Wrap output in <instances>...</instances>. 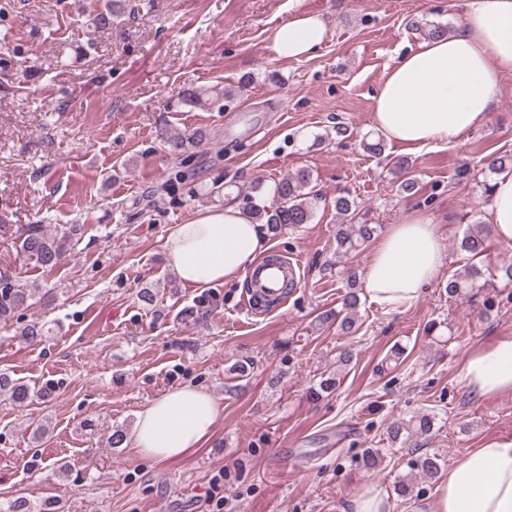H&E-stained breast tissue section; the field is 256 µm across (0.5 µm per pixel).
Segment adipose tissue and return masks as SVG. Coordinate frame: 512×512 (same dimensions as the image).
Wrapping results in <instances>:
<instances>
[{"instance_id":"1","label":"adipose tissue","mask_w":512,"mask_h":512,"mask_svg":"<svg viewBox=\"0 0 512 512\" xmlns=\"http://www.w3.org/2000/svg\"><path fill=\"white\" fill-rule=\"evenodd\" d=\"M326 38L319 14L299 13L273 29L269 49L278 58L301 59ZM505 74H512V0H462L457 32L423 41L388 71L374 96L373 125L407 149L457 142L485 120ZM487 219L499 240L512 241V171L492 179ZM269 246L265 226L227 205L175 225L163 254L182 282L204 288L242 279ZM443 265L437 225L411 216L391 225L376 245L362 273L364 294L388 309L411 303ZM461 380L477 397L512 393V334L470 351ZM223 412L203 389L172 388L139 412L134 446L157 462L180 458L204 444ZM436 491L434 505L418 503L415 512H512V437L471 450Z\"/></svg>"}]
</instances>
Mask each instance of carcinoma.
Wrapping results in <instances>:
<instances>
[{
  "mask_svg": "<svg viewBox=\"0 0 512 512\" xmlns=\"http://www.w3.org/2000/svg\"><path fill=\"white\" fill-rule=\"evenodd\" d=\"M138 9V4L132 0H105L103 8L92 19V24L102 30L112 28L114 19L130 14ZM224 88H192L188 90L183 102L186 105L205 110H224ZM160 137L169 155L179 158L187 153V146L206 137L202 131H196L188 136L180 132L164 129ZM485 167L494 173L502 170H512V153H492L485 157ZM310 172L301 170L291 176H286L273 183L270 188L262 181L256 182L252 192L247 196L243 207L248 217L255 224H264L273 236L285 228L298 227L311 222L314 213V201L318 194L311 187ZM336 211L342 216V223L336 225V253L344 256L356 254L363 250L367 243L377 236L378 225L368 224L362 220L361 204L346 192H337L334 200ZM83 225L57 224L50 227L46 224H24L16 230V240L20 243L21 251L39 265L52 269L56 267L67 253L75 249ZM484 225L475 223L468 228L462 237L460 248L476 257L485 251ZM346 280L350 288L344 295L342 308L331 316H325L323 321L334 323L345 334L355 331L357 325V308L360 298L356 285V272L347 271ZM494 287V284L483 278L482 269L474 263H468L455 271L448 278L446 289L448 296L466 301H474L480 294ZM32 289L19 284L10 276L0 274V319L9 318L14 311L24 305ZM51 334L48 324L32 321L20 331V335L29 343L43 341ZM52 393V385L45 383L41 387L32 386L5 373H0V396L23 404L35 397H47ZM415 432L427 434L432 427V420L422 415L415 420ZM403 422H395L391 426L390 437L398 440L409 435L410 427ZM56 503L43 500L36 504L17 499L8 505L5 512H55Z\"/></svg>",
  "mask_w": 512,
  "mask_h": 512,
  "instance_id": "obj_1",
  "label": "carcinoma"
}]
</instances>
